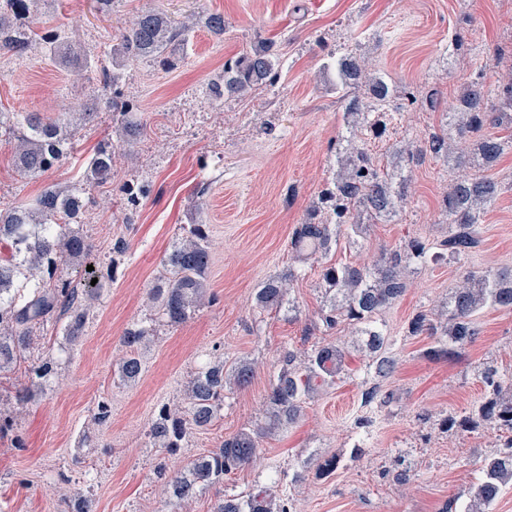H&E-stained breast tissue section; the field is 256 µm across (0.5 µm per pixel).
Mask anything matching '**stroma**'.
I'll return each instance as SVG.
<instances>
[{
	"label": "stroma",
	"instance_id": "1",
	"mask_svg": "<svg viewBox=\"0 0 512 512\" xmlns=\"http://www.w3.org/2000/svg\"><path fill=\"white\" fill-rule=\"evenodd\" d=\"M158 7L178 18L220 12L228 31L217 37L197 25L169 67L150 58L127 62L119 94L111 96L102 70L112 64L117 28ZM29 17L46 21L61 41L79 43L96 65L86 71L61 62L38 43L21 57L0 53V111L54 117L96 97L115 98L116 105L80 125L71 159L28 179L15 173L13 145L0 137V210L36 199L48 185L75 184L100 144L119 135L121 107L141 113L145 127L116 153L111 180L87 190L82 230L96 245L87 262L112 282L93 300L92 318L60 381L19 418V444L0 440V512H59L60 500L78 482L92 512H213L224 495L258 485L290 494L295 512H442L449 500H465L482 458L493 450L494 433H444L435 421L447 411L467 413L481 400L477 368L483 361L512 372V312L485 310L477 342L457 356L429 358V339L406 335L405 327L417 311L438 308L455 286L459 268L450 260L411 273L406 295L380 317L395 341L389 352L395 371L379 377L368 373L366 358L353 357L350 376L309 401L296 426L260 438L261 465L178 506L161 492L155 472L161 458L145 431L158 403H182L198 366L218 357L254 362L251 384L228 394L214 426L166 460L169 471L181 469L188 458L259 422L285 348L323 341L312 328L320 307L318 264H305L291 290L300 308L296 319L256 309L253 296L260 281L287 272L292 231L332 176L336 142L345 133L337 51L348 48L369 59L394 86L402 116L386 138L371 144L382 158L392 144L437 129L476 70L485 69L492 83L512 72V56L493 57L495 45L512 39V0H114L108 19L94 13L91 0H35ZM454 38L463 47L452 55ZM265 40L282 55L276 82L245 99H214L208 85L225 62ZM411 92L433 96L435 107L409 104ZM458 173L430 156L414 164L408 171L413 195L399 216L371 225L358 246L338 247L336 262L376 260L382 249L410 236L444 239L441 200ZM189 224L208 227L207 291L215 299L185 324L157 323L142 350L140 378L121 382L119 340L131 325L154 316L147 294L158 283L165 253ZM466 265L512 269L511 189L486 214ZM373 384L394 399L382 405L384 424L355 461L350 452L362 392ZM102 401L112 415L95 428L91 417ZM334 454L341 457L339 468L319 475V461ZM399 454L412 471L404 484L387 473ZM302 468L305 481L293 483Z\"/></svg>",
	"mask_w": 512,
	"mask_h": 512
}]
</instances>
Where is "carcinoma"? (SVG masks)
<instances>
[{"mask_svg":"<svg viewBox=\"0 0 512 512\" xmlns=\"http://www.w3.org/2000/svg\"><path fill=\"white\" fill-rule=\"evenodd\" d=\"M29 2L0 0V51L21 55L31 43L42 40L62 61L93 67L76 47L54 43L37 25L18 23L29 13ZM193 33L194 25L161 10L141 13L112 48L115 68L103 70L104 85H118L125 62L158 59L170 45L190 42ZM280 63L276 45L261 42L224 65V75L212 84L211 91L219 98L244 97L272 84ZM336 76L348 135L339 139L331 180L292 232L288 275L264 281L256 292V307H282L293 281L301 277V267L312 258L319 260V322L327 331L340 326L349 330L378 372L389 375L394 361L385 353L391 337L377 327V316L405 295L409 272L434 258L433 249L455 260L469 256L479 242L480 224L502 193L501 181L485 170L512 150V137L498 134L500 129L512 128V76H500L498 91L493 94L483 72L474 74L461 88L454 111L445 113L439 131L393 147L384 163L372 156L367 142L386 132L389 113L385 109L393 98V85L347 48L336 59ZM121 125L123 135L129 137L140 130L141 121L125 109ZM1 130L12 138L14 164L22 177L46 173L61 163L70 154L76 134L71 123L43 118L36 112H14L8 119L0 112ZM116 149L112 143L98 148L85 173L86 185L112 178ZM428 155L477 169L454 177L443 195L441 214L450 228L448 237L435 245L415 237L401 249L383 250L371 264L332 262L341 235L354 243L367 234L370 225L399 215L410 197L405 164ZM85 194L81 186H49L35 205L0 211L4 248L0 257V373L21 362L27 364L28 385L14 393L19 412L35 400L44 384L58 376L59 358L54 348L31 358L32 335L58 313L67 318L65 336L71 344L89 320V305L79 300L77 289L63 274L64 265L82 260L94 248L78 227ZM210 264L207 226L189 225L187 235L165 254L160 284L149 295L160 321L177 326L191 319L206 299L205 276ZM440 308L437 314L418 311L407 327L410 336L431 338L429 354L435 359L453 357L471 345L479 335L478 316L484 310L512 312V270H463ZM150 335L151 329L140 323L121 337L125 355L118 373L122 381L139 378L140 349ZM349 357L350 351L334 342L317 343L299 354L288 351L267 391L264 421L187 460L166 482L170 499L178 504L192 499L200 489L254 463L260 458L259 435L296 424L307 400L332 387L348 371ZM479 374L485 387L480 403L467 414L448 412L437 419L439 429L448 433H474L480 427L497 433L496 450L481 461L480 475L467 490L462 512H491L504 489L512 486V373L486 363ZM253 375V364L245 359L229 365L219 358L199 368L188 382L186 405L163 404L155 412L146 432L149 443L164 454H176L191 434L213 425L227 392L248 384ZM63 504V512H89L79 485L70 488ZM214 512H292V503L289 495L266 489L226 494Z\"/></svg>","mask_w":512,"mask_h":512,"instance_id":"obj_1","label":"carcinoma"}]
</instances>
